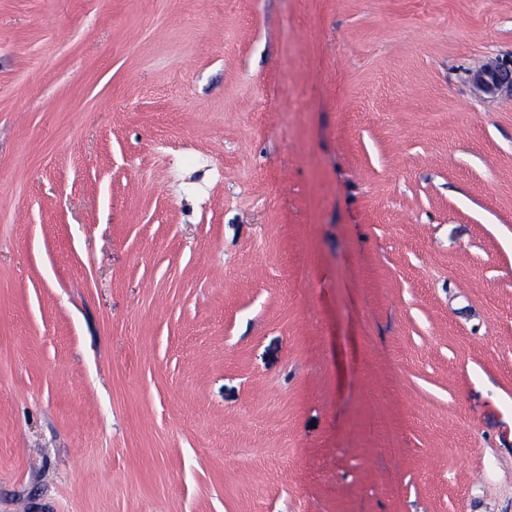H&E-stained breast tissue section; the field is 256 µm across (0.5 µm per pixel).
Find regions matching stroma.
<instances>
[{
	"mask_svg": "<svg viewBox=\"0 0 512 512\" xmlns=\"http://www.w3.org/2000/svg\"><path fill=\"white\" fill-rule=\"evenodd\" d=\"M504 62L512 0H0V512H512Z\"/></svg>",
	"mask_w": 512,
	"mask_h": 512,
	"instance_id": "35a3bbf8",
	"label": "stroma"
}]
</instances>
